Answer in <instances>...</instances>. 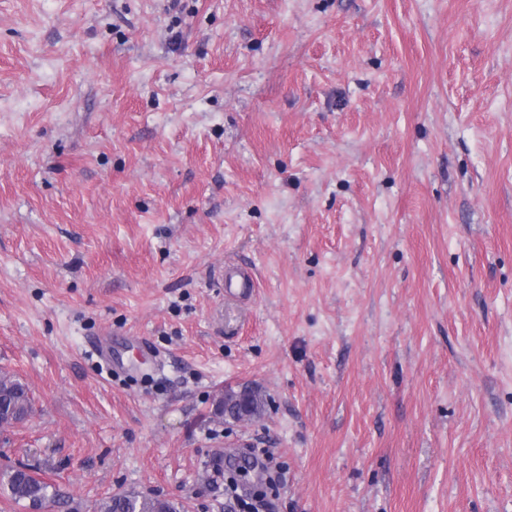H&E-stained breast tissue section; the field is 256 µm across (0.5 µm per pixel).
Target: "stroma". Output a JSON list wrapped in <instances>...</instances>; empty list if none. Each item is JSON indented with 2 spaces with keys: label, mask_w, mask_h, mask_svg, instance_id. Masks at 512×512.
<instances>
[{
  "label": "stroma",
  "mask_w": 512,
  "mask_h": 512,
  "mask_svg": "<svg viewBox=\"0 0 512 512\" xmlns=\"http://www.w3.org/2000/svg\"><path fill=\"white\" fill-rule=\"evenodd\" d=\"M1 372L49 512H512V0H0ZM32 409L29 389L7 374H0V428L23 422ZM96 512H185L184 505L168 499L124 492L108 496Z\"/></svg>",
  "instance_id": "stroma-1"
}]
</instances>
